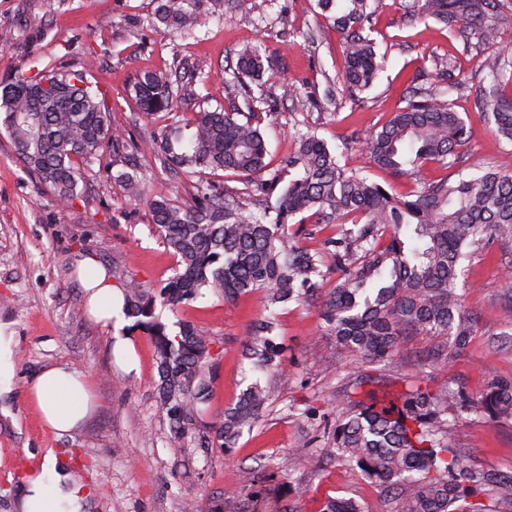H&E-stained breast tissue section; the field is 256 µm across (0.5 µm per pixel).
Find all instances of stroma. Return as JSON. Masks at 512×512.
Wrapping results in <instances>:
<instances>
[{"instance_id":"35a3bbf8","label":"stroma","mask_w":512,"mask_h":512,"mask_svg":"<svg viewBox=\"0 0 512 512\" xmlns=\"http://www.w3.org/2000/svg\"><path fill=\"white\" fill-rule=\"evenodd\" d=\"M254 2L248 14L230 7L216 14L202 0L201 26L181 38L152 27L156 0H0V33L10 36L0 46V86L34 58L94 67L99 97L126 143L119 154H104L92 165L80 198L65 208L16 161L0 130V320L11 323L17 339L6 403L19 421L14 427L0 418V512H13L20 484L50 448L69 457L88 496V512H184L190 499L197 512H210L228 491L240 512H318L330 498L353 499L363 512H396L394 494L358 467L320 454L324 428L335 422L347 391L338 376L353 369L327 332L318 302L277 310L284 351L278 370L261 377L275 392L263 420L227 452L195 443L175 448L167 442L168 423L157 404L158 360L150 336L121 314L108 327L94 322L74 281V260L83 254L95 256L118 284L132 278L159 288L177 266L148 206L130 201L118 180L120 173L140 170L151 194L195 203L193 183L173 181L153 156L135 150L167 122L161 113L142 116L127 94L143 70L182 64L194 69L197 79L179 109L188 119L203 97L213 105L241 103L225 85L223 70L244 44L266 41L273 69L261 92L276 107L275 122L263 127L271 169L294 151L295 132L310 130L402 195L415 181L372 165L357 140L402 107L409 79L437 84L434 62L449 58L466 83L450 95L471 128L465 157L487 166L512 154V143L485 124L475 107L480 87L490 81L486 56L512 53V25L501 28L496 44L467 51L443 25L412 17L404 0H374L373 37L386 65L372 87L353 97L339 74L340 36L320 16L317 0ZM288 80L309 97L308 105L281 99L280 84ZM505 250L512 252V243L494 246L465 272V304L477 320L465 349L436 360V339L408 336L392 364L367 363L356 369L359 374L389 392L410 383L430 390L446 384L467 397L482 393L491 380L512 379V343L491 340L495 333L512 335V314L499 299L507 281ZM262 313L256 294L227 301L209 293L174 310L159 308L164 323H191L212 340L215 379L204 424L214 425L236 404L247 368L243 340ZM113 335L127 337V349L110 350ZM56 364L86 373L96 397L94 412L70 437L49 431L26 395L31 377ZM455 428V445L467 465L512 475V419L462 413ZM298 448L304 457L295 456ZM20 455L25 465H17Z\"/></svg>"}]
</instances>
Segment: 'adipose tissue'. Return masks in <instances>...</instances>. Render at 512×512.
<instances>
[{
    "label": "adipose tissue",
    "mask_w": 512,
    "mask_h": 512,
    "mask_svg": "<svg viewBox=\"0 0 512 512\" xmlns=\"http://www.w3.org/2000/svg\"><path fill=\"white\" fill-rule=\"evenodd\" d=\"M75 264L89 313L97 320L111 323L114 305L123 298L121 289L92 256H80ZM28 394L46 427L60 436L77 432L93 407L87 377L62 364L39 371L28 385ZM16 509L86 512L87 501L79 476L64 458L49 450L40 471L32 473L21 487Z\"/></svg>",
    "instance_id": "obj_1"
}]
</instances>
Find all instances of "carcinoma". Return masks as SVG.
I'll return each mask as SVG.
<instances>
[{
  "mask_svg": "<svg viewBox=\"0 0 512 512\" xmlns=\"http://www.w3.org/2000/svg\"><path fill=\"white\" fill-rule=\"evenodd\" d=\"M415 2L418 15L444 24L467 48L474 39L496 42L500 26L512 23L501 0ZM199 4L157 0L152 23L189 36L199 24ZM317 6L341 36L347 89H368L385 66L366 32L370 0H317ZM268 67L264 41L245 45L224 68L228 82L241 88L243 107L202 108L189 120L179 115L181 88L173 73L143 71L129 88L143 114L171 119L146 149L172 178L222 171L243 178L252 194L279 192L272 215L206 189L188 208L164 195L149 196L145 177L123 174L126 196L149 206L160 237L178 258L174 275L159 290L134 279L121 283L124 314L152 336L158 405L169 421L168 442L176 447L196 439L230 450L262 419L272 391L257 380L247 383L212 434H196L214 382L211 339L185 322L168 331L156 319V304L176 308L208 291L226 300L263 293L267 314L251 323L243 356L253 370L266 372L278 367L283 353L275 307L307 301L332 268L341 276L321 301L320 316L355 363L390 360L408 335L450 336L462 350L476 332L458 287L464 264L497 242H512V159L463 175L466 160L457 148L467 139L466 121L441 92L407 87L405 105L367 134L363 150L397 176L411 177L427 163L452 171L450 176L396 196L361 169L340 164L311 131L296 132L297 148L283 169L269 170L252 89ZM485 69L490 83L477 96V112L512 142V58L491 55ZM0 126L18 162L65 207L79 198L85 182L77 160L89 167L122 146L90 71L42 66L38 60L15 73L0 93ZM293 171L298 175L285 179ZM297 224L332 227L334 233L321 249L311 250L299 242ZM461 408L512 417V380L495 379L471 399L446 385L428 390L410 384L390 400L377 398L374 390L358 400L348 395L336 423L324 431L320 452L328 460L356 464L389 490L403 485L396 512H498L489 492L512 486V476L469 469L449 432L448 415ZM323 512L362 509L336 498Z\"/></svg>",
  "mask_w": 512,
  "mask_h": 512,
  "instance_id": "obj_1",
  "label": "carcinoma"
}]
</instances>
